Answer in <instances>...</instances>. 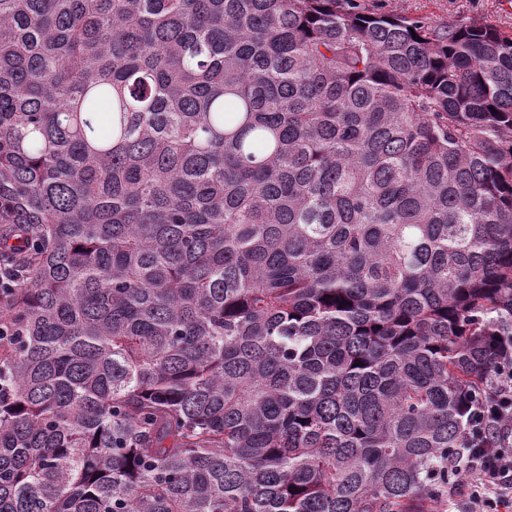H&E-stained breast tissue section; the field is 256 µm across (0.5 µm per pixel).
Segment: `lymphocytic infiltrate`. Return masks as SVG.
Masks as SVG:
<instances>
[{"instance_id":"1","label":"lymphocytic infiltrate","mask_w":512,"mask_h":512,"mask_svg":"<svg viewBox=\"0 0 512 512\" xmlns=\"http://www.w3.org/2000/svg\"><path fill=\"white\" fill-rule=\"evenodd\" d=\"M465 469L449 465V474H463L470 488L464 512H504L512 506V348L495 366L489 390L472 411L463 438Z\"/></svg>"}]
</instances>
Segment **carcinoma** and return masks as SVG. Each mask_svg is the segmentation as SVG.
I'll return each mask as SVG.
<instances>
[{
    "mask_svg": "<svg viewBox=\"0 0 512 512\" xmlns=\"http://www.w3.org/2000/svg\"><path fill=\"white\" fill-rule=\"evenodd\" d=\"M6 263L0 512H432L512 342V35L0 0Z\"/></svg>",
    "mask_w": 512,
    "mask_h": 512,
    "instance_id": "carcinoma-1",
    "label": "carcinoma"
}]
</instances>
